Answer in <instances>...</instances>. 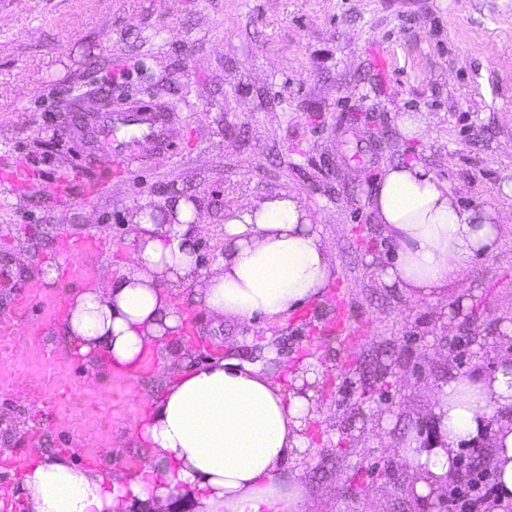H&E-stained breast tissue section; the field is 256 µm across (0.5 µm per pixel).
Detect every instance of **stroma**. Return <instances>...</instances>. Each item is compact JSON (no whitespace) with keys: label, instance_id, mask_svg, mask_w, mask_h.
Wrapping results in <instances>:
<instances>
[{"label":"stroma","instance_id":"stroma-1","mask_svg":"<svg viewBox=\"0 0 512 512\" xmlns=\"http://www.w3.org/2000/svg\"><path fill=\"white\" fill-rule=\"evenodd\" d=\"M127 108L169 109L178 145L137 152L125 180L60 208L45 192L0 183V271L38 272L62 225L130 256V211L193 199L202 269L224 246L227 210L297 196L323 227L334 264L326 293L288 319L225 325L176 294L208 339L200 359L254 362L275 354L292 387L310 364L320 415L304 434L317 453L303 469L311 512H436L413 495L395 448L434 432L431 391L456 374L493 372L512 358V0H0V164L49 176L70 170L69 130L101 95ZM419 117L420 133L398 127ZM417 163L448 180L463 206L496 212L498 251L476 259L438 297L383 285L397 246L370 208L387 166ZM346 296L360 343L331 326ZM461 316L450 317L453 306ZM130 395L112 400L111 467L141 463ZM27 408L0 395V437L17 450Z\"/></svg>","mask_w":512,"mask_h":512}]
</instances>
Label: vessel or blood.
Masks as SVG:
<instances>
[{
	"label": "vessel or blood",
	"instance_id": "1",
	"mask_svg": "<svg viewBox=\"0 0 512 512\" xmlns=\"http://www.w3.org/2000/svg\"><path fill=\"white\" fill-rule=\"evenodd\" d=\"M76 136L82 155L97 157L85 180L90 195L110 188L117 163L136 149L165 151L175 144L164 113L139 109L91 113ZM0 181L26 190L43 184L61 208L72 203L73 184L65 176L45 184L37 171L21 165L0 171ZM111 249L101 235L60 232L49 257L57 267L56 285L47 288L30 278L15 293L9 313L0 315V395L22 397L29 412L54 421L64 431L67 447L79 449L89 467L99 464L102 445L112 436L107 412L115 383L79 373V356H59L44 345L40 332L62 320L67 310L65 289L94 279L100 256Z\"/></svg>",
	"mask_w": 512,
	"mask_h": 512
}]
</instances>
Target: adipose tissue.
<instances>
[{"mask_svg":"<svg viewBox=\"0 0 512 512\" xmlns=\"http://www.w3.org/2000/svg\"><path fill=\"white\" fill-rule=\"evenodd\" d=\"M371 208L399 245L380 268L384 285L417 297L443 294L472 262L497 252L503 227L490 214L462 207L447 181L421 165L385 169ZM172 220L141 204L131 216V259L119 272L72 290L66 317L48 343L78 352L107 374L137 370L149 351L165 353L184 314L173 296L188 293L215 324L281 321L320 297L334 277L321 225L293 195L234 208L224 220V248L201 270L193 202L169 204ZM174 379L146 392L131 434L144 463L131 477L88 470L47 448L28 450L19 479L0 496L25 512H172L185 494L191 512H308L301 472L290 458L309 452L304 421L309 397L284 391L272 366L236 358L196 362L181 349ZM433 447L407 434L399 461L417 475V493L432 479L454 477L465 445L491 441V467L502 494L490 512H512V360L494 373L455 375L432 391Z\"/></svg>","mask_w":512,"mask_h":512,"instance_id":"obj_1","label":"adipose tissue"}]
</instances>
